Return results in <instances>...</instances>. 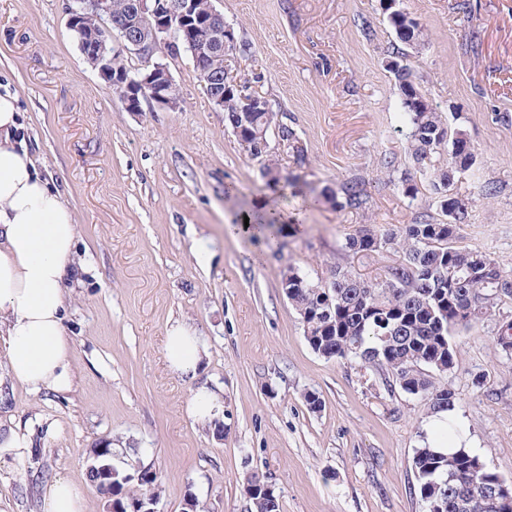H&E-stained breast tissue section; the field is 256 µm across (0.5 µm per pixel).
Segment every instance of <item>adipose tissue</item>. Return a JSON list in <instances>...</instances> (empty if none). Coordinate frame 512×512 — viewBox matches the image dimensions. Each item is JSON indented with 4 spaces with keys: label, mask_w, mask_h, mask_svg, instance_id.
Returning a JSON list of instances; mask_svg holds the SVG:
<instances>
[{
    "label": "adipose tissue",
    "mask_w": 512,
    "mask_h": 512,
    "mask_svg": "<svg viewBox=\"0 0 512 512\" xmlns=\"http://www.w3.org/2000/svg\"><path fill=\"white\" fill-rule=\"evenodd\" d=\"M22 128L17 96L0 92V355L16 383L67 391L73 374L63 317L78 229L60 190L41 175ZM206 354L193 328L168 327L164 357L171 372L195 378ZM458 421L453 408L431 414L422 444L441 454L472 449L467 434L448 437L449 424ZM42 502L43 512H84L85 489L59 476L46 485Z\"/></svg>",
    "instance_id": "1"
}]
</instances>
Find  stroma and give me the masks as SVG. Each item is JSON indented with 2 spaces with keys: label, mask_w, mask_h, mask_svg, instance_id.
<instances>
[{
  "label": "stroma",
  "mask_w": 512,
  "mask_h": 512,
  "mask_svg": "<svg viewBox=\"0 0 512 512\" xmlns=\"http://www.w3.org/2000/svg\"><path fill=\"white\" fill-rule=\"evenodd\" d=\"M462 1L402 0L421 28L408 62L416 87L475 148L476 176L453 187L470 214L457 245L512 271V0H466L465 11ZM70 4L0 0V86L17 95L23 136L74 213L82 265L63 321L71 390L15 384L0 357V434L30 447L21 470L0 471V512H41L45 485L61 475L87 484L85 512H107L86 462L101 442L119 475L158 472L159 512H182L190 495L204 512H252L244 486L255 474L280 512H426L412 460L428 401L316 353L280 288L291 269L318 281L340 266L379 281L398 253L352 254L346 238L441 217L407 150L402 94L386 67L399 40L383 0H213L248 46L232 70L306 150L297 165L269 135L275 186L188 56L153 55L169 67L179 108L145 101L128 111L81 53ZM354 178L365 208L313 203ZM407 178L416 199L403 193ZM261 199L281 230L235 232ZM177 321L208 349L193 380L164 359ZM496 329L488 319L453 336L455 366L436 383L455 392L476 454L512 482V358L494 348ZM203 386L224 403L213 427L186 411ZM310 393L320 410L309 409Z\"/></svg>",
  "instance_id": "1"
}]
</instances>
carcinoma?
<instances>
[{
  "instance_id": "1",
  "label": "carcinoma",
  "mask_w": 512,
  "mask_h": 512,
  "mask_svg": "<svg viewBox=\"0 0 512 512\" xmlns=\"http://www.w3.org/2000/svg\"><path fill=\"white\" fill-rule=\"evenodd\" d=\"M401 43L411 46L418 22L399 7H386ZM406 53L393 48L387 66L399 83L408 124V149L429 181L435 201L448 221L408 224L400 230L362 229L348 237L353 253L400 250L403 259L388 268L379 282L363 280L339 267L330 279L314 282L288 269L282 291L298 312L311 348L327 359L359 360L382 373L387 386L422 396L432 409H450L455 394L438 387L431 373L454 368L451 336L496 315L503 299L512 300V273L488 255L454 246L469 212L452 193L459 175L473 176L474 149L467 138L450 136L448 123L423 97L404 63ZM237 92L228 93L224 117L239 130V142L255 158L268 153L274 114L238 112ZM448 155L441 162L442 155ZM322 198L332 205L362 208L365 183L353 179ZM413 466L421 500L428 512H512V484L463 450L443 455L421 446ZM255 512H280L274 491L261 478L248 480Z\"/></svg>"
}]
</instances>
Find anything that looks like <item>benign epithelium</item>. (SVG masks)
Segmentation results:
<instances>
[{"mask_svg": "<svg viewBox=\"0 0 512 512\" xmlns=\"http://www.w3.org/2000/svg\"><path fill=\"white\" fill-rule=\"evenodd\" d=\"M69 26L82 35L80 50L86 60L120 94L130 112L140 111L144 100L169 109L180 105L167 64L150 61L158 46L170 54L183 45L189 47L193 66L208 75L206 91L217 108L224 109L225 95L231 88L240 92L243 111H258L264 105V100L247 83L237 80L229 68L222 74L210 73L207 63L213 56L243 49L233 28L213 6L203 14L198 0H130L128 12L117 14L112 0H72ZM124 53L143 56L144 67L123 73L112 70V57ZM117 488L119 484L111 481L105 485L109 512H157L142 498L130 499L125 505L113 500Z\"/></svg>", "mask_w": 512, "mask_h": 512, "instance_id": "obj_1", "label": "benign epithelium"}]
</instances>
